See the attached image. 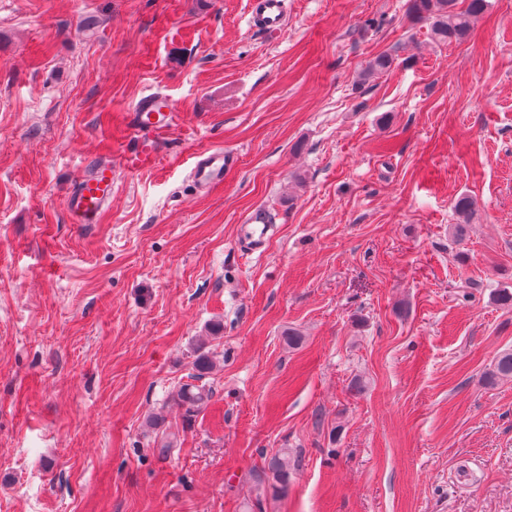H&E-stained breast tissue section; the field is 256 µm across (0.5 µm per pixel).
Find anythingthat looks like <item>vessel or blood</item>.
Wrapping results in <instances>:
<instances>
[{"label": "vessel or blood", "mask_w": 512, "mask_h": 512, "mask_svg": "<svg viewBox=\"0 0 512 512\" xmlns=\"http://www.w3.org/2000/svg\"><path fill=\"white\" fill-rule=\"evenodd\" d=\"M251 23L270 36L284 32L288 25L286 0H250ZM177 116L175 103L162 94L142 97L127 115V125L134 131L147 130L163 135L174 125ZM157 157L155 145L128 148L124 165L128 171L137 172L150 167ZM237 164L235 152L217 149L202 154L196 161L190 177L195 186L209 190L224 181L225 172ZM112 200V163L99 161L73 185L66 198L70 223L96 224Z\"/></svg>", "instance_id": "vessel-or-blood-1"}]
</instances>
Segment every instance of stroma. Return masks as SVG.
<instances>
[{"label":"stroma","instance_id":"stroma-1","mask_svg":"<svg viewBox=\"0 0 512 512\" xmlns=\"http://www.w3.org/2000/svg\"><path fill=\"white\" fill-rule=\"evenodd\" d=\"M287 4L270 37L249 0H0V512H512V380L486 379L512 348V0L459 44L409 0ZM154 92L177 121L132 174ZM219 148L237 167L196 190ZM107 158L100 223H69ZM283 448L298 471L260 492ZM175 103L166 95L151 94L142 97L127 115V126L133 131L147 130L157 138L174 125L177 116ZM157 157L154 144L142 146L136 150L130 146L124 155V166L130 172H137L150 167ZM237 153L223 149L204 153L199 156L190 177L201 190H210L224 182V173L237 164ZM112 161H98L72 186L66 209L72 224H97L112 201ZM212 396L211 387L185 384L178 391L177 401L178 405L185 407V413L190 414L203 408Z\"/></svg>","mask_w":512,"mask_h":512}]
</instances>
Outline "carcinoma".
<instances>
[{
  "instance_id": "carcinoma-1",
  "label": "carcinoma",
  "mask_w": 512,
  "mask_h": 512,
  "mask_svg": "<svg viewBox=\"0 0 512 512\" xmlns=\"http://www.w3.org/2000/svg\"><path fill=\"white\" fill-rule=\"evenodd\" d=\"M486 0H467L465 9L456 8L455 0H413L412 12L431 19V35L434 39L451 44L464 40L470 33L473 20L486 9ZM474 202L468 195L456 198L453 209L463 219V223L454 225L451 230L453 241L458 243L464 235V225L469 223L473 213ZM489 377L496 379H512V349L500 352L494 362ZM213 391L204 385L186 384L177 394L178 405L185 408V413H194L203 408L212 398ZM295 470V463L283 448L267 460V469L259 483L273 481L272 488L283 491Z\"/></svg>"
}]
</instances>
